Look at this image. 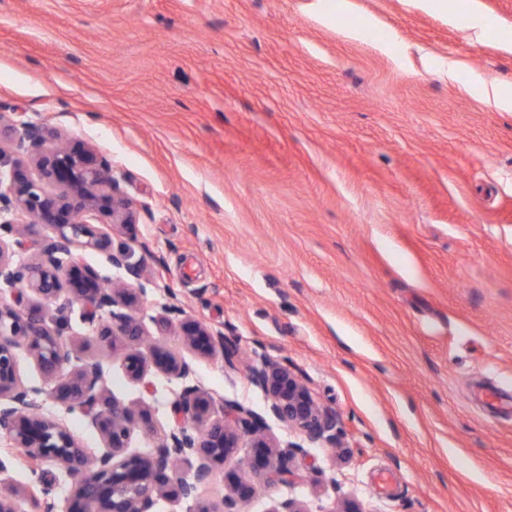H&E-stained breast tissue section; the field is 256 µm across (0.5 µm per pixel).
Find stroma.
I'll use <instances>...</instances> for the list:
<instances>
[{
	"instance_id": "obj_1",
	"label": "stroma",
	"mask_w": 512,
	"mask_h": 512,
	"mask_svg": "<svg viewBox=\"0 0 512 512\" xmlns=\"http://www.w3.org/2000/svg\"><path fill=\"white\" fill-rule=\"evenodd\" d=\"M336 3L0 0V110L94 146L143 204L112 233L147 269L140 316L176 295L238 356L196 358L190 384L264 414L248 369L285 359L335 412L343 446L296 455L303 481H254L245 443L201 499L250 479L247 512H512V112L471 85H512V0H475L479 42L445 6ZM69 318L151 450L183 383L130 381ZM10 476L19 512L34 484L66 512L63 471Z\"/></svg>"
}]
</instances>
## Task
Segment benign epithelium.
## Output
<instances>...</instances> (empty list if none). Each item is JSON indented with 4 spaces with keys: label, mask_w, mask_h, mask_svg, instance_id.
Returning a JSON list of instances; mask_svg holds the SVG:
<instances>
[{
    "label": "benign epithelium",
    "mask_w": 512,
    "mask_h": 512,
    "mask_svg": "<svg viewBox=\"0 0 512 512\" xmlns=\"http://www.w3.org/2000/svg\"><path fill=\"white\" fill-rule=\"evenodd\" d=\"M8 133L12 151L0 147V435L36 463H52L72 478L71 512H149L153 501L170 493L195 502V512H241L254 487L240 481L228 487L218 503L199 500L215 467L232 458L243 440L264 449L252 470L265 485L297 482L292 465L305 446L286 448L270 439L260 426L262 417L238 402H216L206 391L184 383L170 405L171 426L153 451H129L135 429L152 431L117 401L103 396L102 364L77 367V347L68 334V312L80 306V318L98 343L117 337L137 341L149 335L137 315L147 278L142 260L128 245L113 244L107 229L98 226L106 215L114 226L137 223L139 205L120 189L112 164L94 147L75 150L64 133L22 112L0 111V132ZM37 170V177L27 167ZM52 234L34 241L31 226ZM102 251L122 278L106 288L82 272V253ZM160 330L178 322L185 352L153 349V361L175 379L193 372L192 358L224 355V366L236 368V355L224 348V333L183 318L179 304L161 305ZM25 348L42 373L45 385L28 386L17 365V350ZM148 367L140 349L124 355L128 378L142 382ZM248 380L265 396L266 411L305 441L336 448L335 413L320 404L286 362L264 357ZM52 400L67 410L77 408L97 429L104 450L88 457L76 437L44 412Z\"/></svg>",
    "instance_id": "obj_1"
}]
</instances>
